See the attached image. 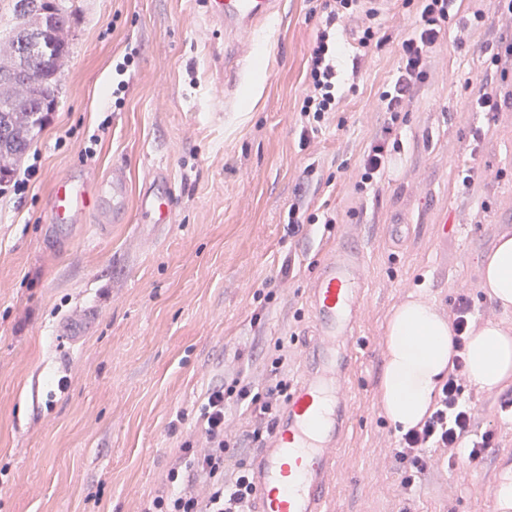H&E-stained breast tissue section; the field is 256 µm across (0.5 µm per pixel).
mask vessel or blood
Returning a JSON list of instances; mask_svg holds the SVG:
<instances>
[{"label":"vessel or blood","instance_id":"obj_1","mask_svg":"<svg viewBox=\"0 0 512 512\" xmlns=\"http://www.w3.org/2000/svg\"><path fill=\"white\" fill-rule=\"evenodd\" d=\"M205 6L209 22L223 29L230 45L224 74L230 83H238L239 64L251 52L259 23L272 19L276 0H205ZM126 196V176L119 169L93 188L78 176L60 178L49 198L46 230L62 241L72 225L89 214L103 219L122 216ZM176 206L168 171L155 169L139 193L138 224L154 228L170 223ZM363 284V253L350 244L336 246L311 283L316 341L304 378L290 392L271 438L252 465L255 512H322L338 444L348 425L340 384L355 355ZM97 320V308L87 306L61 320L56 332L76 346Z\"/></svg>","mask_w":512,"mask_h":512}]
</instances>
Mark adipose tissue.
<instances>
[{
    "instance_id": "obj_1",
    "label": "adipose tissue",
    "mask_w": 512,
    "mask_h": 512,
    "mask_svg": "<svg viewBox=\"0 0 512 512\" xmlns=\"http://www.w3.org/2000/svg\"><path fill=\"white\" fill-rule=\"evenodd\" d=\"M482 285L502 310L512 309V238L501 237L482 270ZM387 362L381 385L384 411L395 426L419 422L448 373L452 332L434 306L420 298L401 304L386 327ZM467 378L479 389L512 379V330L488 321L467 347Z\"/></svg>"
}]
</instances>
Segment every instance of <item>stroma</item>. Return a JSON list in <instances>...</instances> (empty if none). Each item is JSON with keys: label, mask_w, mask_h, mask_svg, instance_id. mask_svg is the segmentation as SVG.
Returning a JSON list of instances; mask_svg holds the SVG:
<instances>
[{"label": "stroma", "mask_w": 512, "mask_h": 512, "mask_svg": "<svg viewBox=\"0 0 512 512\" xmlns=\"http://www.w3.org/2000/svg\"><path fill=\"white\" fill-rule=\"evenodd\" d=\"M70 54L52 120L19 167L37 173L22 193L0 194V512H138L161 486L191 412L223 378L266 382L274 343H290L299 383L310 340L308 288L348 225L359 227L366 288L350 366V422L339 448L327 512H490V494L512 470V383L465 385L477 429L495 433L481 465L430 466L412 495L391 453L399 433L380 382L386 326L420 297L448 315L459 294L475 324L512 327L482 286L492 231L512 229V82L492 69L491 45L512 22L494 0H455L429 76L408 103L383 177L355 187L362 154L387 120L380 94L399 63L414 8L380 0L386 44L352 75L360 18L343 21L340 70L348 89L338 112L299 144L307 49L322 0H278L276 16L243 81L224 82V35L198 0H67ZM481 17L483 34L455 41L459 21ZM500 108L471 105L480 86ZM125 170L138 191L168 168L177 197L170 224L152 231L134 213L97 233L95 215L68 248L45 233L52 182L102 180ZM472 184H465V176ZM333 213L327 228L292 234L289 204ZM405 224L402 244L388 226ZM96 306L90 337L73 347L53 326Z\"/></svg>", "instance_id": "stroma-1"}]
</instances>
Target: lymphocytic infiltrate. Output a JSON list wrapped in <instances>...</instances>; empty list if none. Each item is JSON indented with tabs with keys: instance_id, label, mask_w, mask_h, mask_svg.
Segmentation results:
<instances>
[{
	"instance_id": "obj_1",
	"label": "lymphocytic infiltrate",
	"mask_w": 512,
	"mask_h": 512,
	"mask_svg": "<svg viewBox=\"0 0 512 512\" xmlns=\"http://www.w3.org/2000/svg\"><path fill=\"white\" fill-rule=\"evenodd\" d=\"M361 0H324L325 24L309 48L305 89L301 106V142H309L311 132L341 100L338 60L343 43L339 24L342 19L364 13L358 37L359 58L353 59V71H360L361 56L380 46L375 11H361ZM403 6H415L416 24L399 45L397 73L383 91L380 100L392 121L398 120L407 102L419 93L428 77L427 59L440 41L450 17V0H402ZM391 125L383 127L364 151L357 170V188L380 178L388 165ZM453 332L451 368L441 383L429 415L401 433L393 456L402 466L401 485L414 492L427 468L423 449L439 450L448 467L460 463L479 464L487 448L492 447L493 431H475V412L464 395L466 346L475 325L472 303L459 296L449 315ZM269 378L261 391L233 379L230 384L209 388L196 412L195 432L184 438L162 486L143 501L140 512H253L255 489L250 480L246 457H235L233 449L243 442H264L272 434L277 416L288 401V344L276 341ZM249 402L252 411L244 430L230 429L224 409L228 403Z\"/></svg>"
}]
</instances>
